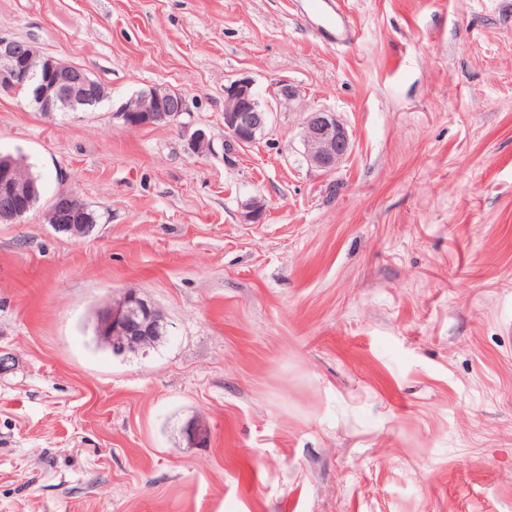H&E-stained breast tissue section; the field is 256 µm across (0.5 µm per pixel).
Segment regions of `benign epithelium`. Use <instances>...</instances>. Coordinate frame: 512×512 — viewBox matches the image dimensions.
Returning <instances> with one entry per match:
<instances>
[{
    "label": "benign epithelium",
    "mask_w": 512,
    "mask_h": 512,
    "mask_svg": "<svg viewBox=\"0 0 512 512\" xmlns=\"http://www.w3.org/2000/svg\"><path fill=\"white\" fill-rule=\"evenodd\" d=\"M0 89L35 104L47 114L78 112L108 98L104 85L81 67L39 52L23 40L0 37ZM189 112L186 96L164 87H152L128 97L113 116L128 128L151 126L159 121L174 122ZM271 112L262 105L253 82L239 78L224 86L225 147L245 146L262 137ZM303 144L308 160L316 167L332 171L351 151L352 141L346 125L336 113L311 110L303 126ZM190 149L200 155L213 152V140L202 128L191 130ZM30 189L17 177L16 164L0 158V222L21 221L30 211ZM87 205L76 195L62 192L50 203L49 215L62 233L72 237L89 236L95 225L86 223ZM170 324L164 313L135 291L112 299L95 314L98 342L122 357L147 352L169 336ZM191 445H205L210 428L198 420L183 429Z\"/></svg>",
    "instance_id": "obj_1"
}]
</instances>
